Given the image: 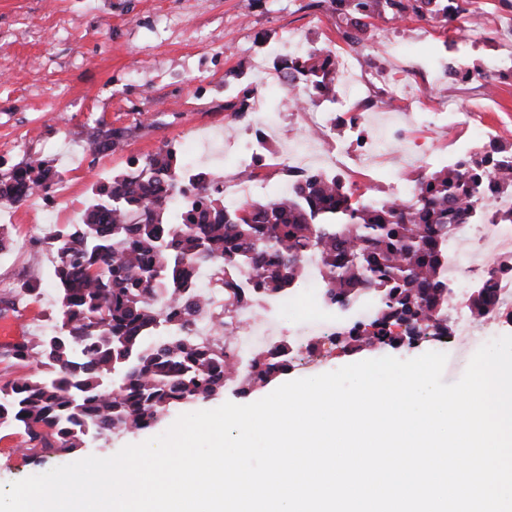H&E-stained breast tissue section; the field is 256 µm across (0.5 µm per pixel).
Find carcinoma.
Instances as JSON below:
<instances>
[{
	"mask_svg": "<svg viewBox=\"0 0 512 512\" xmlns=\"http://www.w3.org/2000/svg\"><path fill=\"white\" fill-rule=\"evenodd\" d=\"M336 22L358 31L365 20L439 17V0H333ZM336 61L314 50L285 60L280 76L299 81L309 96L332 90ZM152 175L134 184L133 171L95 187L99 199L82 223L54 231L53 276L59 311L49 334L7 347L1 356L33 372L0 385V428L22 435L19 447L33 463L77 455L89 439L107 440L147 430L167 413L209 401L224 392L230 372L224 321L216 336L196 335L197 317L217 295L247 300L226 275H246L260 290L283 296L305 271L303 256L317 251L324 296L347 306L366 294L384 315L360 321L334 348L357 344L412 345L422 336H446L448 262L452 226L470 220L474 203L493 185L490 174L512 170V151L476 153L464 177L444 167L417 177L418 205L377 206L359 187L311 175L292 182L288 195L231 206L206 171L195 173L197 192L175 223L166 194L182 170L172 149L139 164ZM52 166L37 158L25 175H0V199L21 203L44 188ZM215 262L216 293L203 292L192 266ZM490 292L470 297V312L483 314ZM288 341L253 358L248 385L264 383L292 368Z\"/></svg>",
	"mask_w": 512,
	"mask_h": 512,
	"instance_id": "cac0c4a2",
	"label": "carcinoma"
}]
</instances>
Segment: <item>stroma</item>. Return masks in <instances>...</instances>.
Masks as SVG:
<instances>
[{
	"label": "stroma",
	"instance_id": "1",
	"mask_svg": "<svg viewBox=\"0 0 512 512\" xmlns=\"http://www.w3.org/2000/svg\"><path fill=\"white\" fill-rule=\"evenodd\" d=\"M47 2L0 0V45L7 47L0 54V156L21 165L34 154L66 171L74 209L85 204L97 182L128 171L131 160L197 135L230 137L224 166L233 168L251 137V117L233 115L244 90L264 99L276 123L291 122L294 96L273 89L287 41L346 46L331 0H55L52 8ZM400 28L417 39L412 82H426L434 95L447 92L448 32L435 21L375 18L360 50L372 60L391 52V40L379 32ZM460 102L482 112L499 143L512 149V86L502 88L497 105L487 110L470 90ZM90 114L125 129L111 153L93 151L84 127ZM30 129L36 139L19 147ZM9 230L11 245L0 252V301L25 282H40L42 293L20 303L17 312L0 315V348L46 334L57 310L51 252L34 245L54 225L22 203ZM449 345L476 352L457 331L412 346L332 353L320 358L316 371L384 356L407 360ZM19 440L10 430L0 431V486L39 472L16 452Z\"/></svg>",
	"mask_w": 512,
	"mask_h": 512
}]
</instances>
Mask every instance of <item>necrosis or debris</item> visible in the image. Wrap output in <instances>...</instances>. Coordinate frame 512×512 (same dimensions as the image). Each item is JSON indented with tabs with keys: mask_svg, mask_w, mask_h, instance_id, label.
Instances as JSON below:
<instances>
[{
	"mask_svg": "<svg viewBox=\"0 0 512 512\" xmlns=\"http://www.w3.org/2000/svg\"><path fill=\"white\" fill-rule=\"evenodd\" d=\"M448 21L452 24H468L469 35L463 44H451L452 67L447 73L448 82L457 87H476L485 94H492L501 84H512V27L487 25L475 14L460 12V0H447ZM492 39L498 46V56L490 72L475 70L470 57L459 55L460 46L480 49L485 39ZM326 53L336 54V93L331 102L335 109L320 111L314 102H305L296 112L293 128L300 135V146L287 154L272 156L270 153L272 123H261L253 139L249 160L238 166L231 174H222L218 182L223 185L226 197L235 204L254 202L260 190H268L280 196L279 183H265L252 178L251 170L270 166L287 171L289 176H301L309 172L307 163L309 150L324 148L330 160L331 171L338 178L353 179L362 173L367 189L383 192L386 199L415 202L418 194L414 183H406L382 166L384 157L379 137L373 136L364 125V114L370 109L390 110L403 106L414 124L436 128L455 116H463V125L469 134L455 141L449 149L437 146L421 148L417 162L427 165L432 161H446L449 167L467 172L468 159L475 147L494 142L495 133L487 125L478 123L472 112L461 111L456 97L448 95L426 104V87H412L408 81L413 69L407 61L410 52L407 45H400L394 57L384 58L377 64H367L363 54L337 52L335 46L325 48ZM345 110L353 134L351 141L334 138L338 110ZM480 208L493 210L502 215L497 224H459L454 239L455 247L448 250L445 278L455 286L474 282L490 284L493 300L481 317L471 316L467 310L464 294L458 293L448 299V318L454 326L467 329L474 344L484 345L497 338L501 328L512 326V224L507 216L512 215V192L503 191L485 198ZM236 287L249 291L250 300L233 305L230 317L226 318L224 335L230 344V360L235 373L227 380L235 385L237 380L249 376L252 364L248 351L261 343L276 342L280 333L279 319L288 300L271 297L252 289L245 277H238ZM380 309L376 301L363 297L345 307H334L333 319L324 322L315 317L299 316L295 325L296 342H304L309 330H317L322 337L343 335L358 321L378 317Z\"/></svg>",
	"mask_w": 512,
	"mask_h": 512,
	"instance_id": "necrosis-or-debris-1",
	"label": "necrosis or debris"
}]
</instances>
